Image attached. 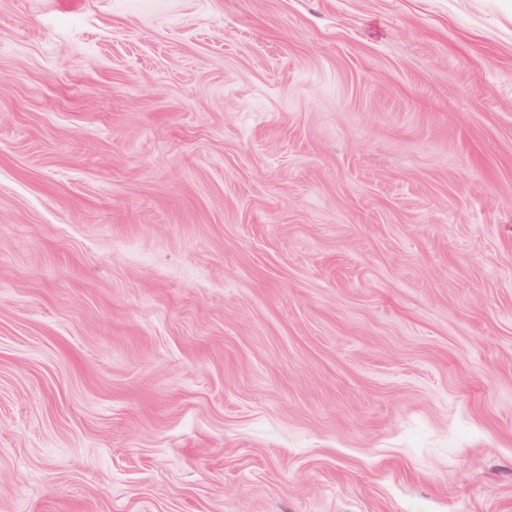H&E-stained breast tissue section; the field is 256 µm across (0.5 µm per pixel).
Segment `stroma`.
I'll return each instance as SVG.
<instances>
[{
    "mask_svg": "<svg viewBox=\"0 0 512 512\" xmlns=\"http://www.w3.org/2000/svg\"><path fill=\"white\" fill-rule=\"evenodd\" d=\"M0 512H512V0H0Z\"/></svg>",
    "mask_w": 512,
    "mask_h": 512,
    "instance_id": "1",
    "label": "stroma"
}]
</instances>
